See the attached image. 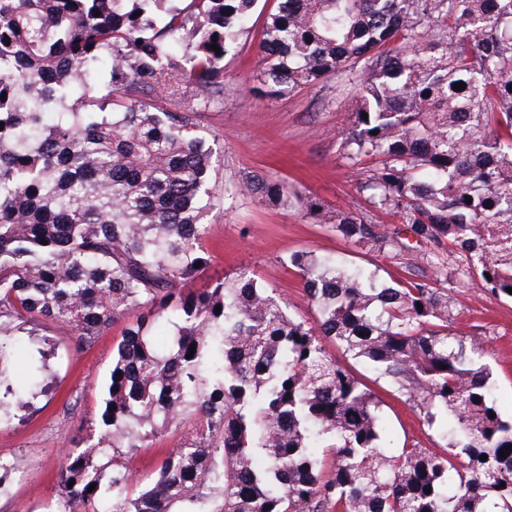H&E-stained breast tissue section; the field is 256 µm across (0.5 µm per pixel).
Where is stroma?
Listing matches in <instances>:
<instances>
[{
    "mask_svg": "<svg viewBox=\"0 0 512 512\" xmlns=\"http://www.w3.org/2000/svg\"><path fill=\"white\" fill-rule=\"evenodd\" d=\"M276 7L274 0H259L256 23L224 57V85L219 105L196 113L194 120L208 140L217 144L220 162L216 187L236 184L244 173L257 172L286 184L289 192L317 198L327 214L360 210L385 226L397 220L371 207L367 193L358 191V177L341 149L351 125L355 92L343 77L301 88L291 96L270 99L257 93L260 63L256 45L259 25ZM210 264L203 281L232 274L242 267L254 270L259 280L275 289L290 311L309 318L313 308L297 271L284 265L290 254L312 250L330 255L386 278L400 272L399 260L357 247L333 231L331 225L310 222L294 206L273 205L256 196L217 197L208 217L204 242ZM458 333L481 337L493 369L497 407L512 417V300L487 294L479 279L456 288ZM122 323H114L88 347L75 343L69 327L43 323L35 335L25 336L17 355L19 368L50 345L52 374L47 395L23 410L21 420L0 432V458L14 461L25 471L23 480L11 482L0 496V512H48L57 498V474L64 457V436L88 431L104 409L112 349L121 337ZM380 411L384 443L389 450L420 443L441 445L442 423L426 426L395 389L380 385ZM183 425L163 429L156 444L127 453L133 474L156 470L165 451L180 447L187 438Z\"/></svg>",
    "mask_w": 512,
    "mask_h": 512,
    "instance_id": "1",
    "label": "stroma"
}]
</instances>
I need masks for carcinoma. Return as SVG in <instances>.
<instances>
[{"mask_svg": "<svg viewBox=\"0 0 512 512\" xmlns=\"http://www.w3.org/2000/svg\"><path fill=\"white\" fill-rule=\"evenodd\" d=\"M256 2L0 0V429L49 374L43 357L16 383L21 330L60 322L88 347L124 319L104 432L66 440L52 512H512V418L497 410L483 341L452 329L466 280L512 300V0H276L262 92L350 73L344 154L404 226L327 219L317 199L244 177L264 201L406 257V275L382 281L290 255L311 321L246 268L191 287L208 263L215 171L192 115L215 103ZM425 265L438 276L419 275ZM328 343L427 424L445 417L447 447L386 454L380 400ZM178 420L190 436L153 481L136 478L126 450ZM318 448L335 458L327 472Z\"/></svg>", "mask_w": 512, "mask_h": 512, "instance_id": "cac0c4a2", "label": "carcinoma"}]
</instances>
